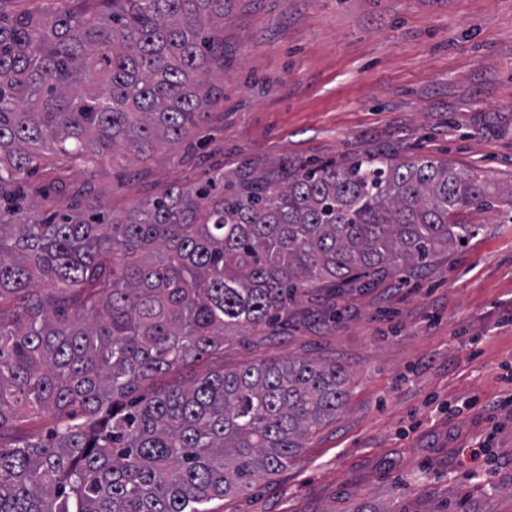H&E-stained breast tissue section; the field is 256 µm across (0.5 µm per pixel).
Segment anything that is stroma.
I'll use <instances>...</instances> for the list:
<instances>
[{
    "label": "stroma",
    "instance_id": "35a3bbf8",
    "mask_svg": "<svg viewBox=\"0 0 512 512\" xmlns=\"http://www.w3.org/2000/svg\"><path fill=\"white\" fill-rule=\"evenodd\" d=\"M216 100L185 140L104 160L113 215L224 174L420 155L512 183V0H229ZM367 288L298 300L224 366L336 363L348 396L288 468L216 512H512V223Z\"/></svg>",
    "mask_w": 512,
    "mask_h": 512
}]
</instances>
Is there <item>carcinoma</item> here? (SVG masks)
Wrapping results in <instances>:
<instances>
[{"label":"carcinoma","mask_w":512,"mask_h":512,"mask_svg":"<svg viewBox=\"0 0 512 512\" xmlns=\"http://www.w3.org/2000/svg\"><path fill=\"white\" fill-rule=\"evenodd\" d=\"M228 0H0V512H215L336 417L347 373L309 357L181 368L266 332L300 293L423 269L512 222L479 173L428 157L224 168L125 215L64 203L72 164L187 138L214 101ZM44 213L33 211L28 195Z\"/></svg>","instance_id":"cac0c4a2"}]
</instances>
